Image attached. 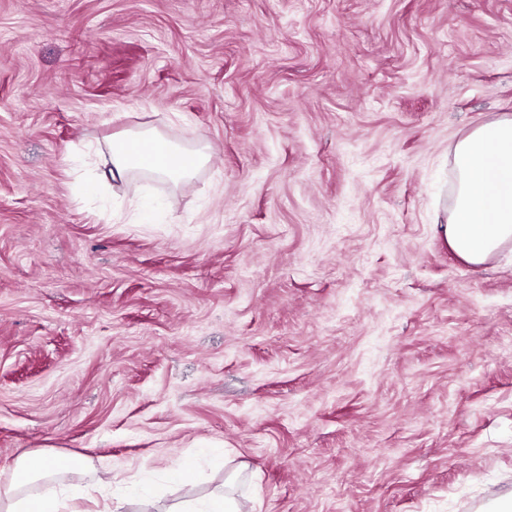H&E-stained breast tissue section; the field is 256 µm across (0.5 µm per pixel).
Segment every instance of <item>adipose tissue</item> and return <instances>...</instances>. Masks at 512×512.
<instances>
[{"label": "adipose tissue", "instance_id": "adipose-tissue-1", "mask_svg": "<svg viewBox=\"0 0 512 512\" xmlns=\"http://www.w3.org/2000/svg\"><path fill=\"white\" fill-rule=\"evenodd\" d=\"M123 144V139L116 138L110 148V174L115 179L142 172L177 183L191 178L208 160L204 150L169 144L163 163L154 164L145 156L126 151ZM453 160L457 172L455 203L441 231L461 259L480 267L512 244V114L503 113L472 128L456 143ZM86 465L82 457L69 458L62 465L41 452L22 453L9 482L0 484L4 512H61L66 489L51 488L32 495L28 485L51 478L60 467L78 471ZM174 480L184 495L168 512H237L224 494L195 496L191 466H184Z\"/></svg>", "mask_w": 512, "mask_h": 512}]
</instances>
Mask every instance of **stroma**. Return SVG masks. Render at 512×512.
Wrapping results in <instances>:
<instances>
[{
  "mask_svg": "<svg viewBox=\"0 0 512 512\" xmlns=\"http://www.w3.org/2000/svg\"><path fill=\"white\" fill-rule=\"evenodd\" d=\"M512 114V0H0V482L22 452L243 512L512 492V244L440 230ZM208 163L88 194L113 138ZM154 223L142 224V206ZM245 464L225 487V460ZM174 481L184 491L183 499L174 507L164 512H238L232 504V500L224 493L213 494L209 497H197L194 494L195 483L192 467L184 466L174 476Z\"/></svg>",
  "mask_w": 512,
  "mask_h": 512,
  "instance_id": "stroma-1",
  "label": "stroma"
}]
</instances>
